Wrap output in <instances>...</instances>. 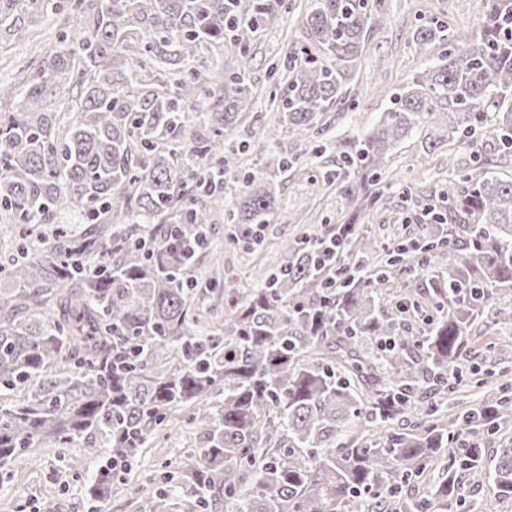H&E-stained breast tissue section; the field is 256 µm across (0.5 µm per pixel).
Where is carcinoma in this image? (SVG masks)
I'll use <instances>...</instances> for the list:
<instances>
[{"mask_svg":"<svg viewBox=\"0 0 512 512\" xmlns=\"http://www.w3.org/2000/svg\"><path fill=\"white\" fill-rule=\"evenodd\" d=\"M477 27H418L416 50L448 51L417 71L362 137L341 142L340 191L354 206L386 202L379 171L421 126L428 144L466 143L491 127L512 152V0H479ZM285 0H0V31L23 15L57 16L40 68L0 85V223L15 254L0 262V464L45 441L102 438L88 484L101 503L178 405L202 454L163 463L141 512H448L481 472L512 500V446L488 468L479 441L512 434V395L440 412L463 380L475 317L512 286V179L478 169L448 179L423 205L426 229L379 255L360 224H325L307 247L224 303L223 331L203 335L194 300L199 253L224 190L201 189L202 166L238 165L224 130L258 111L248 51L278 27ZM377 11L370 0H309L304 40L272 68L263 122L304 155L323 115L347 97ZM232 35L240 65L218 79L203 51ZM69 87L71 96H63ZM207 102L199 126L188 108ZM288 159L244 175L224 218L246 249L277 211ZM74 211L85 227L54 224ZM417 269L387 302L377 288ZM426 294L425 339L399 334ZM224 400L215 403L218 393ZM411 419L397 428L394 423ZM422 498L400 496L412 481Z\"/></svg>","mask_w":512,"mask_h":512,"instance_id":"carcinoma-1","label":"carcinoma"}]
</instances>
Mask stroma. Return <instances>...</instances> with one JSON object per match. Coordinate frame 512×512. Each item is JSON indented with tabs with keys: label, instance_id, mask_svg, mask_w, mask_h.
I'll return each mask as SVG.
<instances>
[{
	"label": "stroma",
	"instance_id": "obj_1",
	"mask_svg": "<svg viewBox=\"0 0 512 512\" xmlns=\"http://www.w3.org/2000/svg\"><path fill=\"white\" fill-rule=\"evenodd\" d=\"M288 6L280 26L260 33L251 48L250 77L258 89L269 85L271 67L303 36L301 19L307 0H288ZM379 16L347 102L323 117L327 128L315 140L317 154L298 157L294 139L277 126L264 125L259 118L245 119L225 133L224 146L239 151L241 165L240 171L225 176V195L238 190L241 172L260 167L262 154L272 152L296 159L297 164L281 171L275 180L280 207L264 225L258 246L248 250L230 244L223 217H216L210 225L208 246L199 257L197 270L204 279L218 274L222 289L196 302L197 312L205 317V327L213 325L208 318L210 310H223L224 289L247 287L260 273L286 262L284 243L305 238L320 225L352 220L367 226L379 248L390 247L396 233L414 237L421 231L415 222H393L395 212L406 207L409 197L430 194L445 184L449 164L474 170L476 162L468 147L426 148L428 133L422 130L403 141L385 166L381 181L390 187L389 210H356L341 196L337 183L325 180V173L336 167L337 141L359 137L375 126L389 107L391 95L433 61V53L417 52L413 42L416 27L424 22L445 25L451 32L476 27L479 0H384ZM27 25L25 40L0 35L1 84L18 82L24 72L40 65L46 43L56 31L50 18L35 17ZM493 318V310H486L472 328L471 364L480 372L493 373L500 383L511 385L512 326L487 331ZM190 414L189 408L175 407L170 413L175 435L161 446L141 449L122 494L99 505L87 498L85 488L107 454L101 439H77L61 447L50 442L35 445L31 454L0 467V512H139L141 496L161 463L184 465L198 460L199 439L188 422Z\"/></svg>",
	"mask_w": 512,
	"mask_h": 512
}]
</instances>
